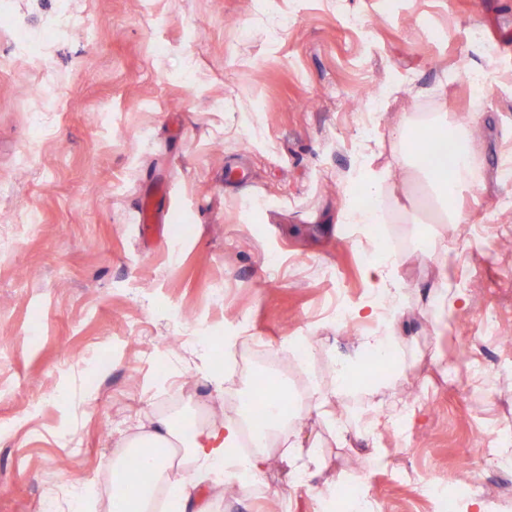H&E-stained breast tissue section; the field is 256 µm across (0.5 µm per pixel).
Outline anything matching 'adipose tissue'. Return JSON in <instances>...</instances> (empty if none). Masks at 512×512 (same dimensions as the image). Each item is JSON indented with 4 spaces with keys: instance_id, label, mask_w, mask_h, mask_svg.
Instances as JSON below:
<instances>
[{
    "instance_id": "adipose-tissue-1",
    "label": "adipose tissue",
    "mask_w": 512,
    "mask_h": 512,
    "mask_svg": "<svg viewBox=\"0 0 512 512\" xmlns=\"http://www.w3.org/2000/svg\"><path fill=\"white\" fill-rule=\"evenodd\" d=\"M429 130L435 149L431 155L419 152L405 154L406 164L424 172L433 191L434 200L443 215L444 223L433 234L434 258L439 269L440 300L435 311L436 321L445 325L465 297L456 288L452 274L459 256L457 250L458 226L463 211L457 205L467 175L475 167V155L470 141V121L463 118L449 120L447 114L436 112L417 116L401 115L394 129L398 142H407L412 130ZM303 414L300 406L282 410L271 403L265 422L268 432L282 437L288 445L285 460L288 473L295 482L314 477L322 470L320 439L305 440L302 436ZM245 425L244 420L225 418L196 428L189 436L178 437L168 417L155 418L150 427L140 430L123 443L128 452L149 449L146 462L154 473L155 486L165 487L169 512H209L200 493L201 475L219 476L233 483L242 476H255L268 462L265 449H258L246 460L237 461L227 451L236 447ZM185 454L201 468V475L188 476L170 482L169 472L175 466L178 454Z\"/></svg>"
}]
</instances>
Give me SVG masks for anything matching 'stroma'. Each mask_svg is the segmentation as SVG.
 Masks as SVG:
<instances>
[{
    "label": "stroma",
    "instance_id": "obj_1",
    "mask_svg": "<svg viewBox=\"0 0 512 512\" xmlns=\"http://www.w3.org/2000/svg\"><path fill=\"white\" fill-rule=\"evenodd\" d=\"M77 16L79 34L65 19ZM495 70L482 98L467 75ZM380 92L368 153L385 171L384 231L408 300L393 323L407 369L331 399L348 420L417 392L406 431L337 447L315 402L304 435L324 468L294 484L284 445L211 512H322L324 482L363 488L384 512H438L426 480L463 468L479 432L512 428V0H0V512H106L119 442L164 414L176 425L239 416L268 366L290 389L329 397L369 322L336 323L375 292L342 209L358 168L355 99ZM35 112L48 115L44 127ZM472 118L478 164L461 205L449 326L431 305L436 227L426 183L401 163V114ZM167 197L144 240L141 198ZM238 339L224 345L226 336ZM313 346L294 356V337ZM223 351L224 385L208 380ZM386 463L368 467L373 450ZM490 512H512V469L481 456Z\"/></svg>",
    "mask_w": 512,
    "mask_h": 512
}]
</instances>
